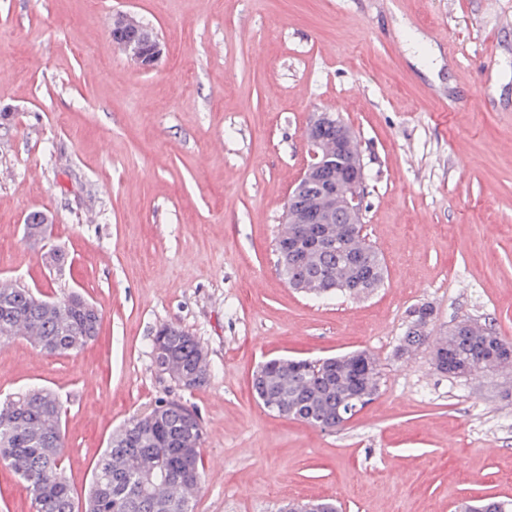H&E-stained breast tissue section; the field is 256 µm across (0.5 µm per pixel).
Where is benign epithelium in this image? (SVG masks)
<instances>
[{
  "label": "benign epithelium",
  "mask_w": 512,
  "mask_h": 512,
  "mask_svg": "<svg viewBox=\"0 0 512 512\" xmlns=\"http://www.w3.org/2000/svg\"><path fill=\"white\" fill-rule=\"evenodd\" d=\"M137 23L128 14L118 13L113 16L111 37L115 46L136 62L140 69L149 72L164 53V44L160 39L142 42L136 38L134 31ZM333 127L337 130L336 152L344 154L349 149L351 156L344 164L336 163L332 154L321 151L319 132ZM308 148L311 161L303 172L302 180L321 182L322 194L332 203L330 208H318L311 203H301L294 195L289 196L284 214L286 224H306L310 235L303 243L296 245L298 251L326 246L328 231L325 225L333 223L334 209H340L347 217L348 234L360 233L365 199V173L362 154L356 146L351 130L336 116L323 112L308 131Z\"/></svg>",
  "instance_id": "7a95c632"
}]
</instances>
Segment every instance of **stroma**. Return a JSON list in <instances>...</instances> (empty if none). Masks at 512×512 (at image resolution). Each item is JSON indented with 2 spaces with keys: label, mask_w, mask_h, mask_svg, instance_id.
Returning <instances> with one entry per match:
<instances>
[{
  "label": "stroma",
  "mask_w": 512,
  "mask_h": 512,
  "mask_svg": "<svg viewBox=\"0 0 512 512\" xmlns=\"http://www.w3.org/2000/svg\"><path fill=\"white\" fill-rule=\"evenodd\" d=\"M119 12L164 42L154 70L113 44ZM1 111L0 282L101 313L79 353L0 347L1 397L60 396L77 492L115 430L177 401L205 430L193 512L512 499V367L451 378L429 347L397 354L423 304L432 336L468 316L512 341V0H0ZM321 112L365 164L363 232L387 277L361 297L301 293L277 265ZM33 210L53 218L34 246ZM163 323L199 342L202 385L156 369ZM355 350L376 359L379 391L341 429L252 392L265 359Z\"/></svg>",
  "instance_id": "35a3bbf8"
}]
</instances>
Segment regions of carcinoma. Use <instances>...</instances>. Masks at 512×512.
<instances>
[{"label": "carcinoma", "mask_w": 512, "mask_h": 512, "mask_svg": "<svg viewBox=\"0 0 512 512\" xmlns=\"http://www.w3.org/2000/svg\"><path fill=\"white\" fill-rule=\"evenodd\" d=\"M330 247L310 252L303 262L277 256L285 279L304 283L303 292L315 296L333 293H368L384 283L385 266L364 235L345 232V216L330 225ZM432 319L415 317L399 345L409 355L431 345L432 361L445 366L450 376L470 368L480 374L499 366L497 353L512 343L487 324L460 319L447 335L433 339ZM100 314L71 298L65 307H48L44 297L30 288L0 286V345L9 343L25 328L49 354L78 352L99 331ZM167 336L160 337L161 333ZM164 339L172 372L194 369L201 346L183 329L166 324L153 340ZM266 386L281 396L288 416L312 426L319 418L336 417V401L350 392L360 404L372 399L379 387L378 364L372 355L360 360L350 352L323 363L290 359L269 360ZM150 418L138 416L111 437L93 469L91 486L83 500L75 497L62 467L64 435L60 399L45 388H27L0 400V460L29 490L35 512H192V501L204 483L201 447L204 428L190 423L193 411L167 402L152 409ZM457 512H512V501L485 499L463 502Z\"/></svg>", "instance_id": "obj_1"}]
</instances>
